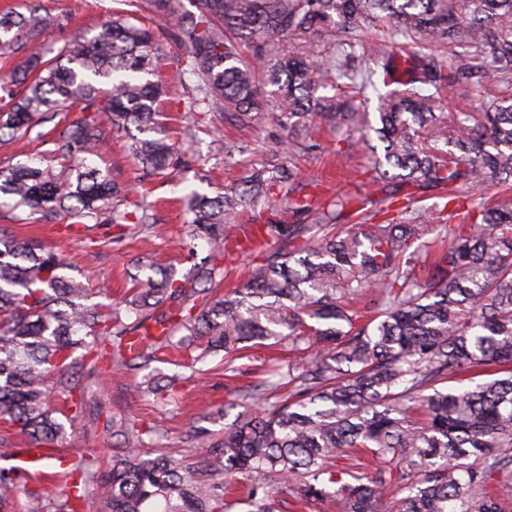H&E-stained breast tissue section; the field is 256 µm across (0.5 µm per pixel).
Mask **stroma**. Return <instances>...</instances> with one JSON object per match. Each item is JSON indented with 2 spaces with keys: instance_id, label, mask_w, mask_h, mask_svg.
Here are the masks:
<instances>
[{
  "instance_id": "obj_1",
  "label": "stroma",
  "mask_w": 512,
  "mask_h": 512,
  "mask_svg": "<svg viewBox=\"0 0 512 512\" xmlns=\"http://www.w3.org/2000/svg\"><path fill=\"white\" fill-rule=\"evenodd\" d=\"M40 4L57 19L55 27L40 40L41 46L48 49L60 47L75 34L93 31L111 19L117 6L116 0H40ZM162 77L168 84L166 111L171 117L170 138L176 154L185 160H199L205 180L186 178L180 168L163 178L145 175L120 140L111 141L98 162L99 168L108 171L118 186L147 192L149 201L155 204L157 236L145 241L131 236L122 238L117 228L101 226L92 232L95 245L88 247L79 237L67 239L61 235L60 218L35 215L24 221L19 212L0 207V230L24 240L57 245L70 263L73 276L94 290L105 288V295H92L95 303L119 300L141 265L154 262L180 278L194 266L203 264L206 249H198L194 254L187 249L185 195L196 190L216 196L225 185L247 176L251 165L287 160L282 150L285 132L277 114L269 112L263 116L254 136L246 140V150L238 162H225L211 150L209 120L188 110L187 76L169 63L163 65ZM347 136V131L336 133L326 127L315 132L316 149L296 161L302 183L318 185L323 193L340 191L357 199L373 192L362 157L336 151L337 140ZM288 358V350L275 352L256 346L236 359L230 372L225 370V358L220 352L209 355L192 369L166 362L152 363L156 374H181L180 397L175 402L157 399L148 391L141 370L118 372L104 368L92 378L91 384L105 414L134 419L139 425L154 429L155 435L148 443L153 455L179 456L190 452L198 430L215 437L223 435L234 418L219 416V409L235 402L238 393L269 380L278 361ZM116 446L102 423L92 422L85 416L67 427L55 448L58 456L92 460L95 469L104 472L112 466ZM57 458L42 462L44 473L57 471ZM43 485L42 477L16 472L13 460L0 458V512H26L28 492Z\"/></svg>"
}]
</instances>
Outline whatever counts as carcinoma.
<instances>
[{
    "instance_id": "1",
    "label": "carcinoma",
    "mask_w": 512,
    "mask_h": 512,
    "mask_svg": "<svg viewBox=\"0 0 512 512\" xmlns=\"http://www.w3.org/2000/svg\"><path fill=\"white\" fill-rule=\"evenodd\" d=\"M177 2L129 0L137 13L173 17L169 35L117 11L48 59L32 44L56 18L39 5L0 16V58L19 60L0 76V137L21 140L47 123L55 133L49 163L0 166V206L62 213L66 233L113 225L152 237V206L91 160L115 135L130 139L147 173L169 169L159 65L171 42L194 79L192 111L217 112L246 137L263 111L277 112L290 158L316 148L324 125L357 129L347 149L369 157L377 189L354 207L340 194L304 193L289 166H264L216 197L194 191L188 248L206 242L208 261L182 280L141 267L122 308L86 304L91 289L67 274L63 254L1 232L0 424L38 450L64 434L52 397L81 417L80 375L102 362H180L199 337L196 363L283 341L305 353L280 381L242 395L258 407L238 414L222 439L197 434L192 463L150 456L136 421L106 417L127 455L113 460L103 500L86 490L99 479L92 464L61 458L72 482L59 497L53 487L32 494L28 512L51 501L57 512H230L213 476L234 474L247 480L250 512H276L281 498L387 512L393 488L405 493L397 512H502L512 499V201L466 206L464 197L490 180L512 185V0H193L184 12ZM388 26L416 50L370 48L366 66L354 68L355 33ZM484 77L502 96L477 116L453 114L466 137L451 148L422 141L441 122L448 90ZM327 86L335 93L321 94ZM372 92L373 122L355 106ZM72 106L82 116L70 121ZM421 197L433 203L416 205ZM245 208L270 213L260 232L274 246L217 298L229 231ZM433 226L448 245L423 278ZM441 381L456 386L440 391ZM282 384L289 399L268 402ZM349 448L365 449L375 468L353 463L337 479L334 462Z\"/></svg>"
}]
</instances>
